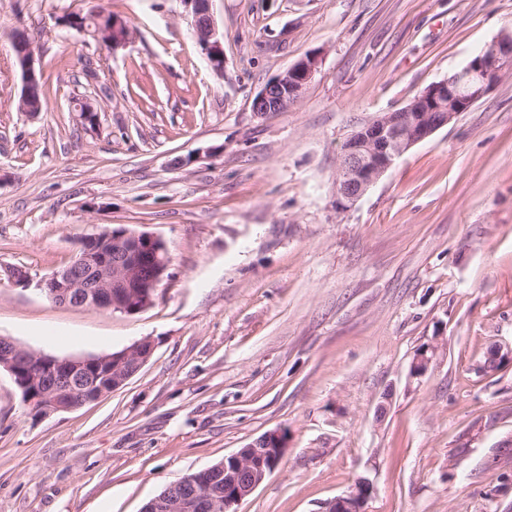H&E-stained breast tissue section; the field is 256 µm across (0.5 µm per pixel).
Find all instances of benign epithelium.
I'll return each instance as SVG.
<instances>
[{
  "mask_svg": "<svg viewBox=\"0 0 512 512\" xmlns=\"http://www.w3.org/2000/svg\"><path fill=\"white\" fill-rule=\"evenodd\" d=\"M191 8L193 32L213 69L224 73V32L212 12V0H183ZM13 50L23 80L19 109L34 114L30 102L36 93L33 49L23 32L13 37ZM318 64L309 55L268 81L252 101L260 115L281 112L302 97ZM507 71H512V38L503 34L451 79L430 85L396 112L381 115L345 143L336 176L335 206L344 211L357 202L402 154L448 125L480 99ZM74 264L60 268L37 283L38 290L61 305L106 309L134 314L153 301L167 269L166 249L160 239L125 228H106L84 237ZM431 348L418 351L411 372H426ZM153 354L149 339L109 355L57 358L22 348L0 337V367L5 368L22 400L39 417L79 408L101 398L106 390H93L98 378L112 376L117 389L139 372ZM286 447L280 431H270L245 448L224 457V497L187 477L167 487L144 512H233L276 469L275 451ZM371 484L356 480L351 491L324 506V512H364Z\"/></svg>",
  "mask_w": 512,
  "mask_h": 512,
  "instance_id": "1",
  "label": "benign epithelium"
}]
</instances>
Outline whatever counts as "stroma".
I'll return each mask as SVG.
<instances>
[{
  "label": "stroma",
  "mask_w": 512,
  "mask_h": 512,
  "mask_svg": "<svg viewBox=\"0 0 512 512\" xmlns=\"http://www.w3.org/2000/svg\"><path fill=\"white\" fill-rule=\"evenodd\" d=\"M97 7L129 29L115 50L61 21ZM212 12L220 74L183 0H0V336L59 358L154 343L123 386L47 417L0 369V512H142L274 430L285 455L235 512H323L360 477L366 512H512V361L484 368L512 347V73L334 205L349 136L512 32V0ZM18 29L43 75L34 116L18 109ZM308 55L301 99L253 112ZM120 226L165 245L150 306L72 308L36 289Z\"/></svg>",
  "instance_id": "35a3bbf8"
}]
</instances>
